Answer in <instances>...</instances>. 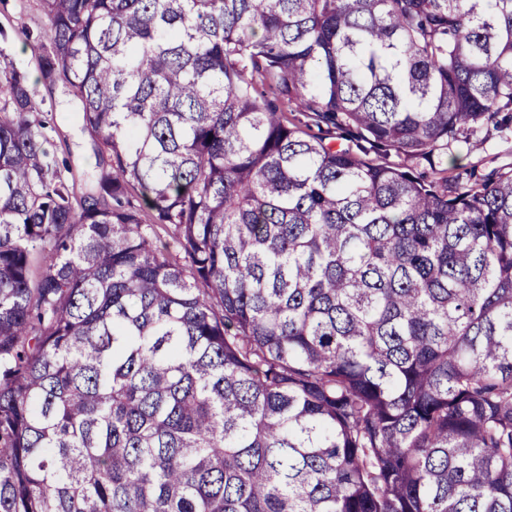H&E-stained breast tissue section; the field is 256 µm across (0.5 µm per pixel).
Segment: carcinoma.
Here are the masks:
<instances>
[{"mask_svg":"<svg viewBox=\"0 0 512 512\" xmlns=\"http://www.w3.org/2000/svg\"><path fill=\"white\" fill-rule=\"evenodd\" d=\"M40 8L101 173L0 70V512H512V174L414 173L512 0Z\"/></svg>","mask_w":512,"mask_h":512,"instance_id":"cac0c4a2","label":"carcinoma"}]
</instances>
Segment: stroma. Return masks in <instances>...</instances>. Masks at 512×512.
Wrapping results in <instances>:
<instances>
[{"label": "stroma", "instance_id": "obj_1", "mask_svg": "<svg viewBox=\"0 0 512 512\" xmlns=\"http://www.w3.org/2000/svg\"><path fill=\"white\" fill-rule=\"evenodd\" d=\"M44 22L39 0H0V69L12 66L26 72L36 115L47 124L48 147L66 164L76 193L82 194L91 189L95 179L93 142L77 119L79 102L63 89L50 91L43 84L39 51L29 34ZM478 138L476 146L459 139L448 151L435 154L433 164H419L417 173L428 176L439 169L453 180L494 170L512 171V123L482 130Z\"/></svg>", "mask_w": 512, "mask_h": 512}]
</instances>
